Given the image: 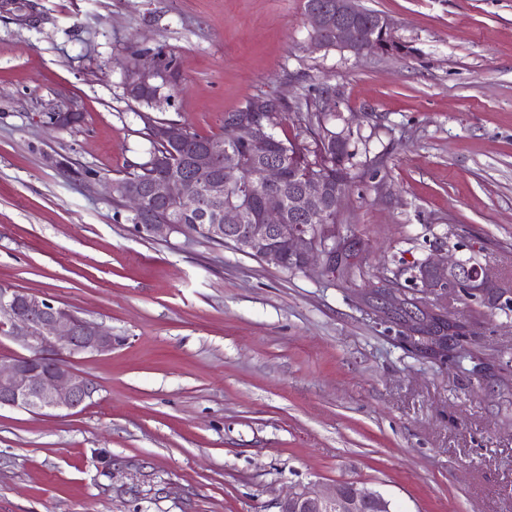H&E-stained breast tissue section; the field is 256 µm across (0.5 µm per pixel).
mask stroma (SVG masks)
<instances>
[{
	"label": "stroma",
	"mask_w": 512,
	"mask_h": 512,
	"mask_svg": "<svg viewBox=\"0 0 512 512\" xmlns=\"http://www.w3.org/2000/svg\"><path fill=\"white\" fill-rule=\"evenodd\" d=\"M0 12V285L111 331L73 366L84 408L0 410V512H278L344 480L392 512H512V391L463 354L414 349L381 277L436 306L413 263L454 254L512 284V0H360L398 50L315 51L304 0H35ZM172 53L152 117L202 135L259 94L336 91L374 172L341 210L355 285L135 228L107 181L151 144L125 94L130 49ZM72 103L81 123L57 130ZM68 158L93 181L68 177ZM512 366V311L449 299Z\"/></svg>",
	"instance_id": "obj_1"
}]
</instances>
